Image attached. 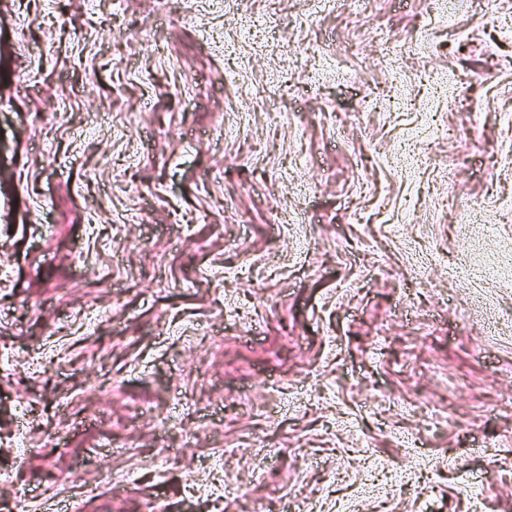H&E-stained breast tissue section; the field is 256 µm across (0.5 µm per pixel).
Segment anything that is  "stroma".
Wrapping results in <instances>:
<instances>
[{
  "label": "stroma",
  "instance_id": "35a3bbf8",
  "mask_svg": "<svg viewBox=\"0 0 512 512\" xmlns=\"http://www.w3.org/2000/svg\"><path fill=\"white\" fill-rule=\"evenodd\" d=\"M431 2L0 0V512H512V0Z\"/></svg>",
  "mask_w": 512,
  "mask_h": 512
}]
</instances>
